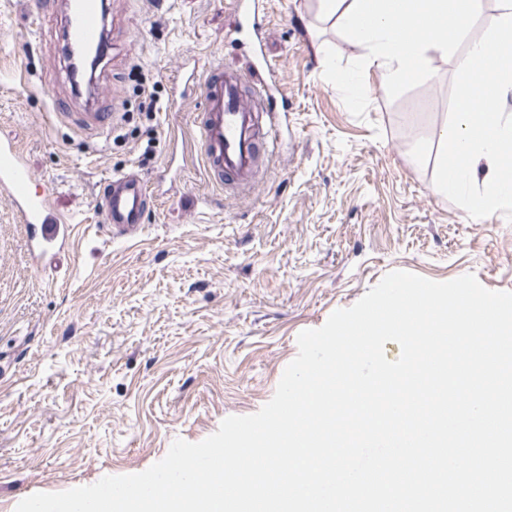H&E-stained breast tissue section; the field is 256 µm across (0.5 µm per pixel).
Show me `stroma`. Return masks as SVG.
<instances>
[{
	"label": "stroma",
	"instance_id": "35a3bbf8",
	"mask_svg": "<svg viewBox=\"0 0 512 512\" xmlns=\"http://www.w3.org/2000/svg\"><path fill=\"white\" fill-rule=\"evenodd\" d=\"M107 3L112 52L100 76L116 119L101 131L48 117L70 95L61 13L33 20L26 0H0V137L18 143L72 226L63 251L33 260L0 196V512L142 472L174 440L196 443L226 417L256 413L297 356L298 334L390 272L472 274L512 292V210L477 220L432 191L429 135L452 121L450 62L394 92L363 75L356 97L337 76L360 51L319 0H263L287 110L251 188L214 186L189 155L138 241L114 239L94 206L103 179L152 177L169 158V126L200 115L194 103L141 119L131 64L165 102L185 59L246 60L226 39L231 0Z\"/></svg>",
	"mask_w": 512,
	"mask_h": 512
}]
</instances>
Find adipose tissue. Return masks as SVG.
Returning <instances> with one entry per match:
<instances>
[{"mask_svg":"<svg viewBox=\"0 0 512 512\" xmlns=\"http://www.w3.org/2000/svg\"><path fill=\"white\" fill-rule=\"evenodd\" d=\"M348 40L359 47L361 70L376 72L387 90L409 75L436 76L435 58H449L455 80L453 129L433 131L440 147L432 191L460 195L479 214L512 207V0H320ZM484 38L469 37L476 18ZM463 51H456V44Z\"/></svg>","mask_w":512,"mask_h":512,"instance_id":"1","label":"adipose tissue"}]
</instances>
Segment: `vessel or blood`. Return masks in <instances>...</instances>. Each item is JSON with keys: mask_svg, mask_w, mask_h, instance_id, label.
<instances>
[{"mask_svg": "<svg viewBox=\"0 0 512 512\" xmlns=\"http://www.w3.org/2000/svg\"><path fill=\"white\" fill-rule=\"evenodd\" d=\"M28 4L31 15L36 17L64 6L67 46L87 47L97 55L108 53L103 0H28ZM232 4L229 43L235 51L250 55V70L243 72L221 63L185 67L171 80L168 109L177 113L190 101H199L204 118L183 136L181 144L200 154L210 182L243 191L252 184L264 146L273 144L280 133L282 109L261 42L259 4L257 0H232ZM249 90L261 95V108L243 107V97ZM104 94L103 83L95 82L90 110L71 113V120L88 129L109 127L111 113L95 109ZM0 193L9 198L19 223L29 227L27 250L32 258L55 255L67 246L70 225L53 210L50 187L36 185L18 145L7 138H0ZM163 196L159 185L148 184L130 170L108 177L95 205L113 236L130 241Z\"/></svg>", "mask_w": 512, "mask_h": 512, "instance_id": "vessel-or-blood-1", "label": "vessel or blood"}]
</instances>
